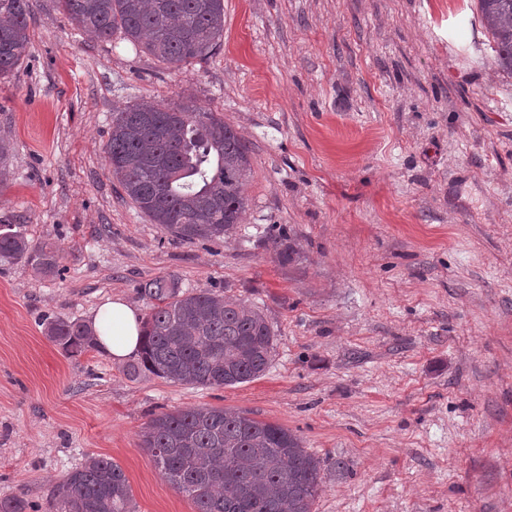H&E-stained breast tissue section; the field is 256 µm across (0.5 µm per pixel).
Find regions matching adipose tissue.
<instances>
[{
  "mask_svg": "<svg viewBox=\"0 0 512 512\" xmlns=\"http://www.w3.org/2000/svg\"><path fill=\"white\" fill-rule=\"evenodd\" d=\"M90 322L97 338V349L112 360H125L140 351L141 322L138 311L122 299L100 305Z\"/></svg>",
  "mask_w": 512,
  "mask_h": 512,
  "instance_id": "1",
  "label": "adipose tissue"
}]
</instances>
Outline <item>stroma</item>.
I'll use <instances>...</instances> for the list:
<instances>
[{
    "label": "stroma",
    "mask_w": 512,
    "mask_h": 512,
    "mask_svg": "<svg viewBox=\"0 0 512 512\" xmlns=\"http://www.w3.org/2000/svg\"><path fill=\"white\" fill-rule=\"evenodd\" d=\"M29 35L0 77V216L60 270L0 263V498L46 503L103 456L136 512H194L141 431L213 406L302 438L326 472L314 512H512V75L475 0H224L223 49L179 69L90 38L58 0H32ZM187 98L250 149L217 243L153 224L105 159L115 110ZM158 277L261 310L266 371L184 385L48 338L112 298L147 315Z\"/></svg>",
    "instance_id": "obj_1"
}]
</instances>
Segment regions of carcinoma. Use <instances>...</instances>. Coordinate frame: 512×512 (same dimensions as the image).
<instances>
[{
    "instance_id": "obj_1",
    "label": "carcinoma",
    "mask_w": 512,
    "mask_h": 512,
    "mask_svg": "<svg viewBox=\"0 0 512 512\" xmlns=\"http://www.w3.org/2000/svg\"><path fill=\"white\" fill-rule=\"evenodd\" d=\"M72 24L92 38L115 34L158 61L179 68L224 44V0H59ZM491 38L493 63L512 75V0H477ZM32 0H0V76L19 64L29 44ZM110 173L153 223L189 243L228 237L247 207L251 170L243 138L217 113L184 103L143 101L112 113L105 145ZM286 266L299 252L274 242ZM0 261L58 270L54 251L33 247L0 219ZM150 301L140 369L185 384L228 387L267 369L274 333L260 310L209 289L184 290L174 278L138 288ZM67 354L95 348L78 320L47 322ZM150 461L192 501L195 512H313L325 482L322 462L291 430L247 412L189 407L154 415L142 434ZM0 512H135L128 479L116 462L93 457L69 472L46 505L0 499Z\"/></svg>"
}]
</instances>
